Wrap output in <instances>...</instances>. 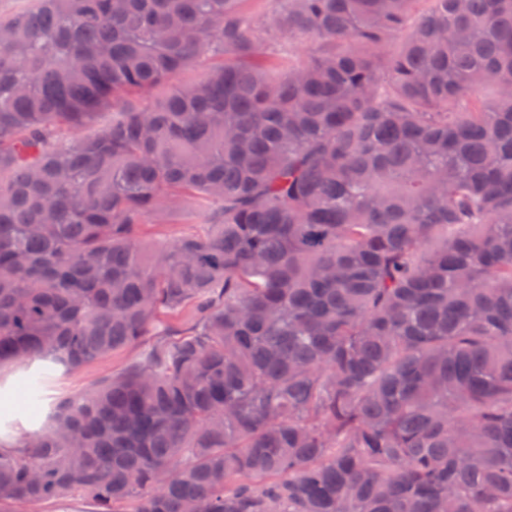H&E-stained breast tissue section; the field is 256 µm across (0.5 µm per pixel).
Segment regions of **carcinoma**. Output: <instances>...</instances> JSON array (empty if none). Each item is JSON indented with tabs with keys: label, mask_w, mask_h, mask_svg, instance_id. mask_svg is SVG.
I'll return each instance as SVG.
<instances>
[{
	"label": "carcinoma",
	"mask_w": 512,
	"mask_h": 512,
	"mask_svg": "<svg viewBox=\"0 0 512 512\" xmlns=\"http://www.w3.org/2000/svg\"><path fill=\"white\" fill-rule=\"evenodd\" d=\"M245 2L0 16V368L155 337L14 418L0 512H512V0ZM171 224H152L149 228L154 242H167L184 232L199 229L204 224L202 210L195 201H188L184 210L176 216ZM141 351V347L125 349L112 354L105 360L85 365L75 372L69 374L58 373L51 384L50 393L60 397L90 390L103 377L121 372L129 362L139 357ZM92 510L93 506L87 499L73 496L64 503L58 501L45 503L37 512H91Z\"/></svg>",
	"instance_id": "1"
}]
</instances>
